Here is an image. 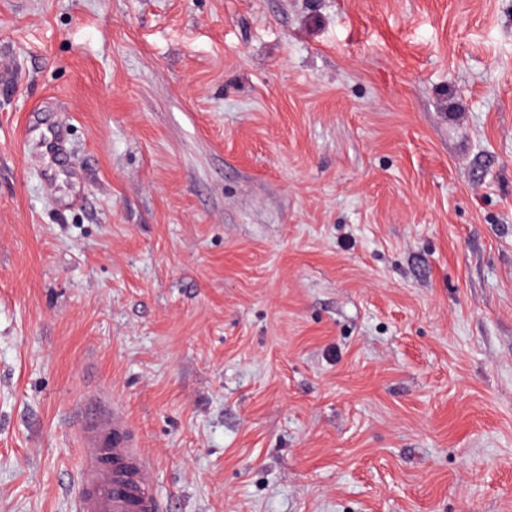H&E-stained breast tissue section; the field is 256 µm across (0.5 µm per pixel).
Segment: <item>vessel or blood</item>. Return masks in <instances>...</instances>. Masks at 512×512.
Masks as SVG:
<instances>
[{"instance_id":"b4317fda","label":"vessel or blood","mask_w":512,"mask_h":512,"mask_svg":"<svg viewBox=\"0 0 512 512\" xmlns=\"http://www.w3.org/2000/svg\"><path fill=\"white\" fill-rule=\"evenodd\" d=\"M95 402L99 411L81 425L76 512H159L155 465L140 452L120 404L104 392Z\"/></svg>"}]
</instances>
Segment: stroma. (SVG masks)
<instances>
[{"label":"stroma","instance_id":"1","mask_svg":"<svg viewBox=\"0 0 512 512\" xmlns=\"http://www.w3.org/2000/svg\"><path fill=\"white\" fill-rule=\"evenodd\" d=\"M101 390L163 512H512V0H0V512Z\"/></svg>","mask_w":512,"mask_h":512}]
</instances>
